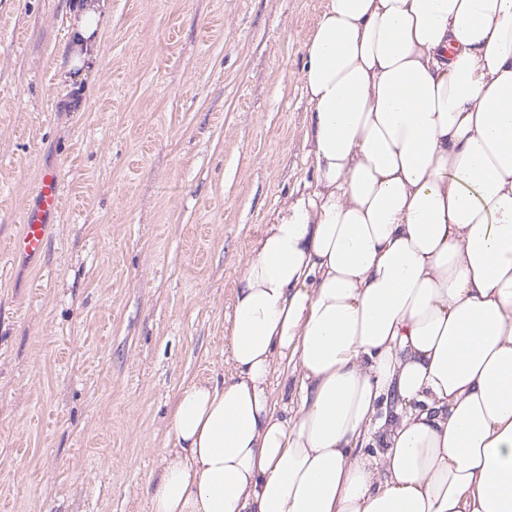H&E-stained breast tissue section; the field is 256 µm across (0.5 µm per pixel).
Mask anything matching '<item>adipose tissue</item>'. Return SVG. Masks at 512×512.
<instances>
[{"mask_svg":"<svg viewBox=\"0 0 512 512\" xmlns=\"http://www.w3.org/2000/svg\"><path fill=\"white\" fill-rule=\"evenodd\" d=\"M305 49L315 184L178 390L150 512H512V0H326Z\"/></svg>","mask_w":512,"mask_h":512,"instance_id":"ef3b65f1","label":"adipose tissue"}]
</instances>
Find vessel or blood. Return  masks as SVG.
<instances>
[{"mask_svg":"<svg viewBox=\"0 0 512 512\" xmlns=\"http://www.w3.org/2000/svg\"><path fill=\"white\" fill-rule=\"evenodd\" d=\"M40 209L26 214L18 232L9 240V253L23 255L32 259L39 258L48 243L49 224L45 215L59 212L63 206V198L59 190L56 173H45L37 185Z\"/></svg>","mask_w":512,"mask_h":512,"instance_id":"b4317fda","label":"vessel or blood"}]
</instances>
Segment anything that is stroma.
<instances>
[{
	"label": "stroma",
	"instance_id": "stroma-1",
	"mask_svg": "<svg viewBox=\"0 0 512 512\" xmlns=\"http://www.w3.org/2000/svg\"><path fill=\"white\" fill-rule=\"evenodd\" d=\"M60 107L74 0H0V501L149 512L178 388L210 374L264 224L314 184L305 44L325 0H106ZM59 177L40 265L7 242Z\"/></svg>",
	"mask_w": 512,
	"mask_h": 512
}]
</instances>
